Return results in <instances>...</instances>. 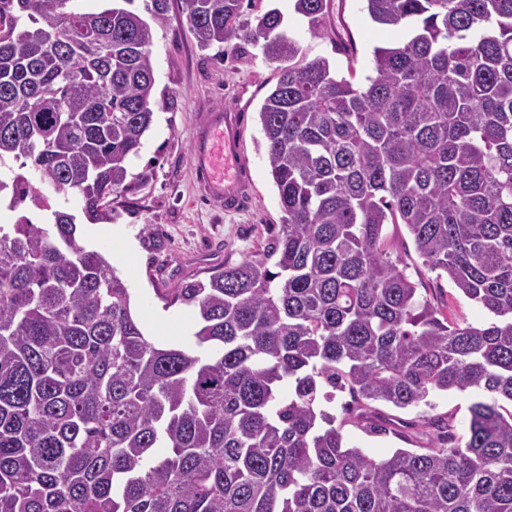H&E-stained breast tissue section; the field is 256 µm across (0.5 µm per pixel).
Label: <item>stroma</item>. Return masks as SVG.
<instances>
[{"mask_svg": "<svg viewBox=\"0 0 512 512\" xmlns=\"http://www.w3.org/2000/svg\"><path fill=\"white\" fill-rule=\"evenodd\" d=\"M271 8L282 13L286 35L299 42L306 59H326L339 75L354 70L360 82L371 73L374 47L394 46L405 37L402 29L372 22L364 0H333L330 21L345 26L356 50L350 57L337 51L332 33L309 31L306 19L294 10V0H253L246 16L251 19ZM152 33L155 93L166 104L155 111L143 147L129 165L134 175L152 170V178L113 200L115 218L109 223L87 220L74 196H57L55 207L76 214L81 243L105 252L127 280L132 308L145 334L161 344L187 345L195 319L186 306L165 304L164 295L244 259L260 257L279 229L282 213L259 120L277 71L257 46L222 52L214 46L200 47L180 0H170L165 23L153 26ZM223 107L240 116L242 152L251 178L250 204L237 213L201 197L191 164L194 127L204 113ZM386 233L389 252L405 263L421 295L448 303L453 314L468 322L487 321L478 304L423 266L405 225H387ZM476 397L471 390L448 391L430 396L428 404L418 407L377 404L378 413L388 421L383 434H370L362 425L347 422L348 393H337L335 413L344 421L348 446L381 457L407 447L433 416L447 417L456 436L465 435Z\"/></svg>", "mask_w": 512, "mask_h": 512, "instance_id": "stroma-1", "label": "stroma"}]
</instances>
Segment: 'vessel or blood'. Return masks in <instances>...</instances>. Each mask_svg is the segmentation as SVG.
Listing matches in <instances>:
<instances>
[{
	"mask_svg": "<svg viewBox=\"0 0 512 512\" xmlns=\"http://www.w3.org/2000/svg\"><path fill=\"white\" fill-rule=\"evenodd\" d=\"M192 141V165L202 194L223 203L225 211L242 210L249 198L250 181L241 151L238 113H205Z\"/></svg>",
	"mask_w": 512,
	"mask_h": 512,
	"instance_id": "1",
	"label": "vessel or blood"
}]
</instances>
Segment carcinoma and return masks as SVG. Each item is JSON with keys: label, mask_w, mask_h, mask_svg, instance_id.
Listing matches in <instances>:
<instances>
[{"label": "carcinoma", "mask_w": 512, "mask_h": 512, "mask_svg": "<svg viewBox=\"0 0 512 512\" xmlns=\"http://www.w3.org/2000/svg\"><path fill=\"white\" fill-rule=\"evenodd\" d=\"M331 0H295L314 34ZM404 28L366 83L306 60L272 8L181 0L202 48L283 63L259 112L282 224L259 259L183 284L196 348L144 334L127 282L81 245L150 129L152 29L112 4L0 0V193L49 212L0 224V512H512V0H365ZM481 305L480 325L418 293L385 226ZM275 259L276 270L268 266ZM348 390L430 405L477 389L467 435L348 447L322 408Z\"/></svg>", "instance_id": "obj_1"}]
</instances>
